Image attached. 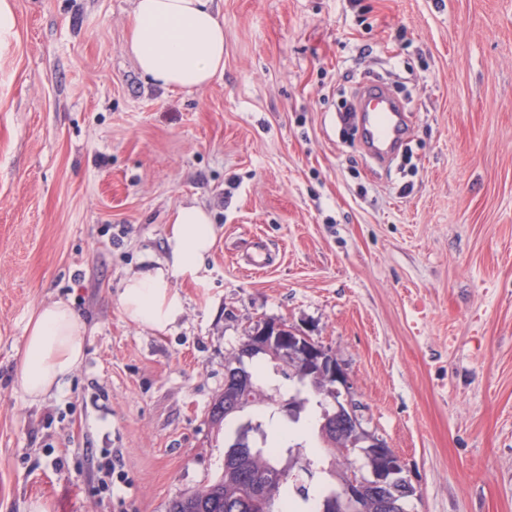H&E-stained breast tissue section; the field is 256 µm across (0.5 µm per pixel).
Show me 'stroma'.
<instances>
[{
	"label": "stroma",
	"instance_id": "obj_1",
	"mask_svg": "<svg viewBox=\"0 0 512 512\" xmlns=\"http://www.w3.org/2000/svg\"><path fill=\"white\" fill-rule=\"evenodd\" d=\"M0 45V512H167L216 480L225 364L284 323L342 364L408 468L412 512H512V0H218L224 72L186 93L126 52L133 0H13ZM408 107L373 161L339 116L368 75ZM216 243L166 332L127 273L166 257L183 203ZM273 256L252 273L255 245ZM85 357L31 402L15 380L41 303Z\"/></svg>",
	"mask_w": 512,
	"mask_h": 512
}]
</instances>
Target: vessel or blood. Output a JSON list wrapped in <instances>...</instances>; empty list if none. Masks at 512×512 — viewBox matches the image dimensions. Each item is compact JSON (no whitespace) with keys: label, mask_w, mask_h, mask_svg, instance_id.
<instances>
[{"label":"vessel or blood","mask_w":512,"mask_h":512,"mask_svg":"<svg viewBox=\"0 0 512 512\" xmlns=\"http://www.w3.org/2000/svg\"><path fill=\"white\" fill-rule=\"evenodd\" d=\"M363 135L376 161H384L396 152L405 134L401 118L404 105L381 82L372 83L357 106Z\"/></svg>","instance_id":"obj_1"}]
</instances>
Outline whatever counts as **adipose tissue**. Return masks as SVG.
Wrapping results in <instances>:
<instances>
[{"label":"adipose tissue","mask_w":512,"mask_h":512,"mask_svg":"<svg viewBox=\"0 0 512 512\" xmlns=\"http://www.w3.org/2000/svg\"><path fill=\"white\" fill-rule=\"evenodd\" d=\"M126 51L153 85L186 91L208 87L224 71V25L214 0H134ZM163 262L131 273L119 304L132 323L163 332L184 313L177 279L199 281L215 245L209 211L177 207ZM84 324L62 301L38 305L29 321L16 379L30 400L58 391L84 358Z\"/></svg>","instance_id":"ef3b65f1"}]
</instances>
